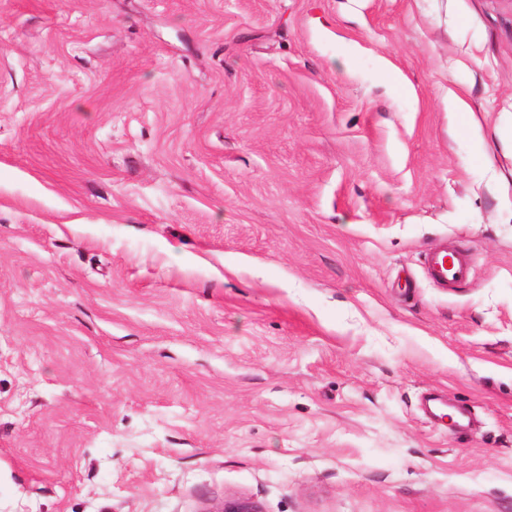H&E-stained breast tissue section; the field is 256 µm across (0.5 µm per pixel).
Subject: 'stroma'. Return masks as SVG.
Listing matches in <instances>:
<instances>
[{"label": "stroma", "instance_id": "obj_1", "mask_svg": "<svg viewBox=\"0 0 512 512\" xmlns=\"http://www.w3.org/2000/svg\"><path fill=\"white\" fill-rule=\"evenodd\" d=\"M231 498L512 512V0H0V512ZM423 265L427 278L441 288H448V284L460 283L469 275V263L466 259L455 257L448 262L447 246L426 253Z\"/></svg>", "mask_w": 512, "mask_h": 512}]
</instances>
